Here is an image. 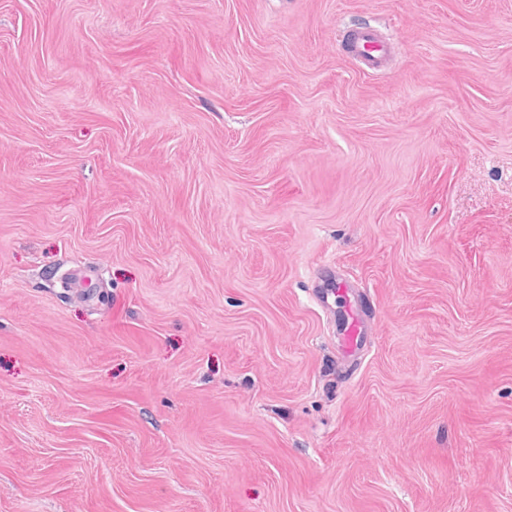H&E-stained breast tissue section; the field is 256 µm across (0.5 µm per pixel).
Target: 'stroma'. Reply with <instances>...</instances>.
<instances>
[{"label":"stroma","instance_id":"35a3bbf8","mask_svg":"<svg viewBox=\"0 0 512 512\" xmlns=\"http://www.w3.org/2000/svg\"><path fill=\"white\" fill-rule=\"evenodd\" d=\"M0 512H512V0H0ZM349 55L358 60L366 71L382 70L393 52L390 42L382 39L375 29L363 26L353 31L347 43ZM365 332L366 325L358 308L348 304L346 317L338 330L343 357L354 356L363 349L366 345Z\"/></svg>","mask_w":512,"mask_h":512}]
</instances>
